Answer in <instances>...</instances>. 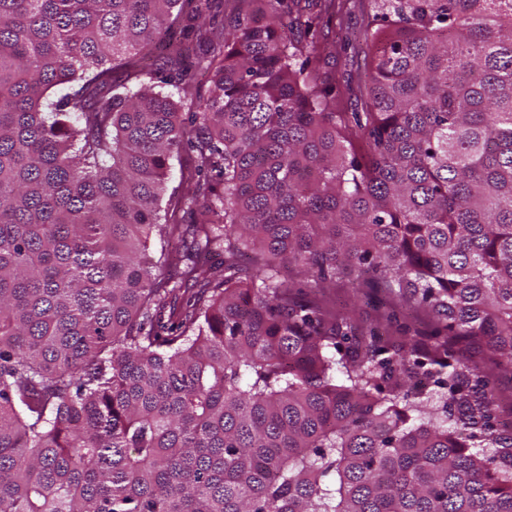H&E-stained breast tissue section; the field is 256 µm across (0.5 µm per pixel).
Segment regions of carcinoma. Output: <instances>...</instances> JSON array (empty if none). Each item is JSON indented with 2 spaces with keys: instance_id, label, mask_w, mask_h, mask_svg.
I'll return each instance as SVG.
<instances>
[{
  "instance_id": "cac0c4a2",
  "label": "carcinoma",
  "mask_w": 512,
  "mask_h": 512,
  "mask_svg": "<svg viewBox=\"0 0 512 512\" xmlns=\"http://www.w3.org/2000/svg\"><path fill=\"white\" fill-rule=\"evenodd\" d=\"M199 3L0 0V512H512V424L448 355L512 369V0H371L350 114L335 0H227L203 92ZM290 271L440 330L380 345ZM171 168L168 174V193L163 202V206L168 203L169 195L174 187H180V199L179 203L176 204L178 215L183 219L184 224H188L190 221V214L188 210L191 193V186L188 181L190 172L194 166V154L193 153H181L177 158L172 160Z\"/></svg>"
}]
</instances>
